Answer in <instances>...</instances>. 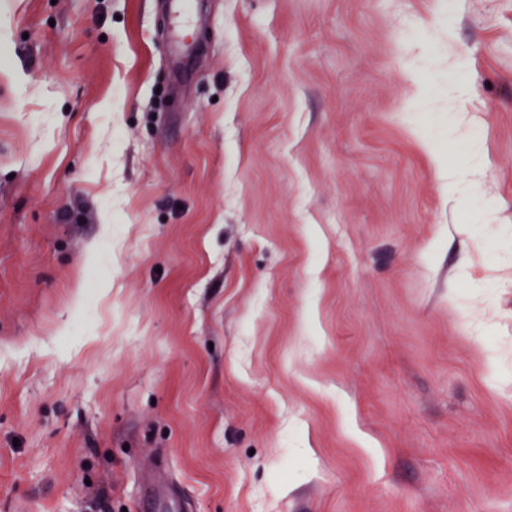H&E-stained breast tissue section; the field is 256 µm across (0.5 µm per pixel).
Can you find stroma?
<instances>
[{"mask_svg": "<svg viewBox=\"0 0 512 512\" xmlns=\"http://www.w3.org/2000/svg\"><path fill=\"white\" fill-rule=\"evenodd\" d=\"M0 0V512H512V0Z\"/></svg>", "mask_w": 512, "mask_h": 512, "instance_id": "35a3bbf8", "label": "stroma"}]
</instances>
